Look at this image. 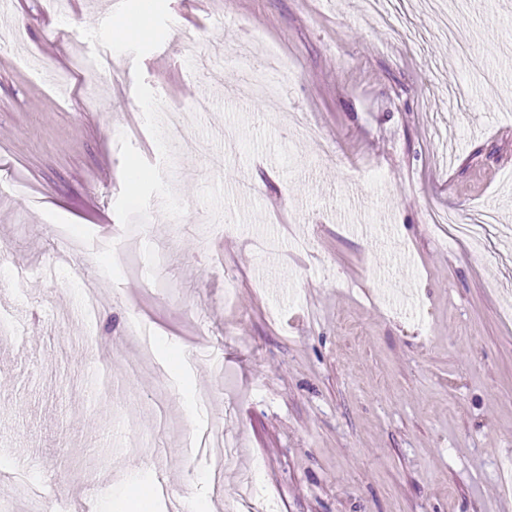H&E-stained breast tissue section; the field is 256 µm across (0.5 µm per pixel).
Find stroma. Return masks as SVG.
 <instances>
[{"label": "stroma", "instance_id": "obj_1", "mask_svg": "<svg viewBox=\"0 0 512 512\" xmlns=\"http://www.w3.org/2000/svg\"><path fill=\"white\" fill-rule=\"evenodd\" d=\"M444 2L454 38L424 0H126L146 37L109 0L0 6V512L22 478L50 512H126L131 482L140 512H512V0ZM269 53L277 96L232 99ZM482 208L478 244L431 220Z\"/></svg>", "mask_w": 512, "mask_h": 512}]
</instances>
